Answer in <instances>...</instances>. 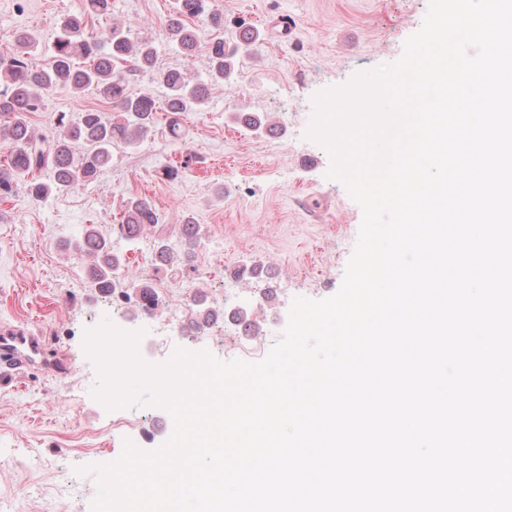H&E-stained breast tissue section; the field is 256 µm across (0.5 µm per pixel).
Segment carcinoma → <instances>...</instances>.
Instances as JSON below:
<instances>
[{"label":"carcinoma","instance_id":"cac0c4a2","mask_svg":"<svg viewBox=\"0 0 512 512\" xmlns=\"http://www.w3.org/2000/svg\"><path fill=\"white\" fill-rule=\"evenodd\" d=\"M111 10L112 0H84L79 14L59 22L43 64L34 59L38 40L25 31L16 34L10 47L0 52V142L11 146L6 160L0 161V196L7 197L21 186L33 200H47L97 178L112 161V146H139L153 132L159 106L148 94L128 92L127 75L131 72L155 73L157 82L167 89L164 111L169 114V130L180 136L183 113L207 105L210 86L230 83L238 52L260 40L259 33L249 36L242 29L228 45L224 43V22L211 9L209 0H175V9L164 25V38L184 56H191L201 37L187 19H209L216 31L208 44L209 70L204 79L184 70L157 71L153 43L133 41L127 29L118 26L100 40L87 33V18L105 16ZM88 89L113 104L112 116L88 110L72 121L62 112L55 118L52 136L33 133L28 115L41 111L46 95L55 90L82 93ZM240 122L252 131L267 132L272 127L267 118L255 114L241 116ZM44 175L49 180H42ZM158 221L149 198L132 196L126 204L125 219L113 226V234L119 240L132 241L146 225ZM155 248L158 259L173 274L184 272L187 259L174 252L167 241H157ZM69 250L73 257L91 261L92 287L110 292L122 284L121 258L113 251L111 238L89 228Z\"/></svg>","mask_w":512,"mask_h":512}]
</instances>
